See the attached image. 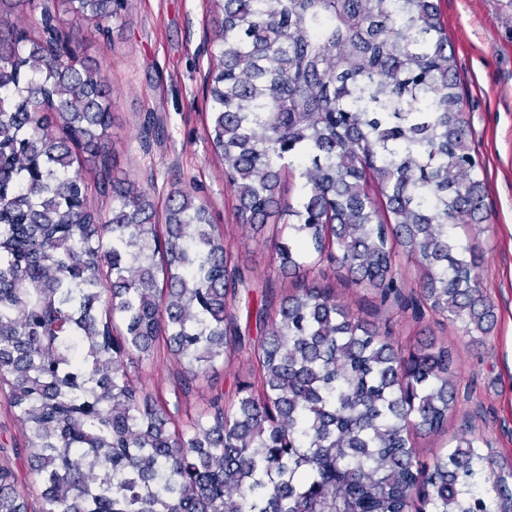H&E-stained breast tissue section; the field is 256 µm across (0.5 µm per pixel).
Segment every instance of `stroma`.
<instances>
[{
	"label": "stroma",
	"mask_w": 512,
	"mask_h": 512,
	"mask_svg": "<svg viewBox=\"0 0 512 512\" xmlns=\"http://www.w3.org/2000/svg\"><path fill=\"white\" fill-rule=\"evenodd\" d=\"M441 10L462 79L472 146L487 184V229L460 226L456 235L478 260L496 325L475 341L441 316L427 312L418 317L403 307L380 304L373 289L351 285L344 269L316 262L314 254L304 261L337 301L389 329L405 349L431 340L451 350L457 402L448 412L447 434L416 438L422 461L449 450L450 434L467 429L512 460V0H441ZM215 19L208 0H128L124 19L113 22L109 34L85 32L77 53L106 67L112 89L107 151L113 177L154 187L160 207L172 187L192 192L237 253L244 282L235 314L241 335L251 343L266 329L249 313L248 302L264 300L277 309L297 281L281 273L274 250L273 228L287 223V216L270 218L255 237L242 228L224 166L208 141L204 86ZM177 369L160 342L153 360L132 372L152 398L170 407L181 429L211 403H233L258 373L245 350L230 363L217 364L185 393L178 387ZM24 445L22 426L0 391V465L11 468L22 490L31 483Z\"/></svg>",
	"instance_id": "1"
}]
</instances>
